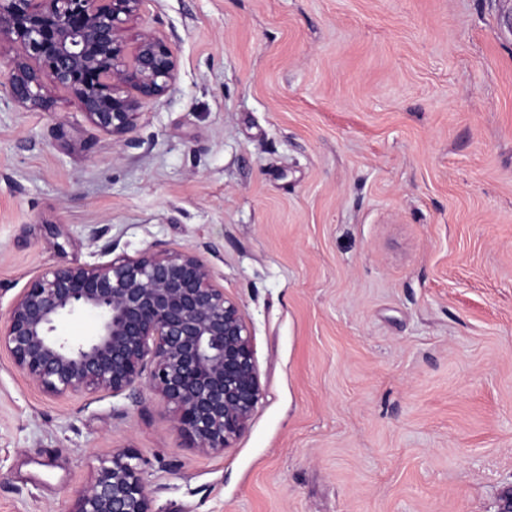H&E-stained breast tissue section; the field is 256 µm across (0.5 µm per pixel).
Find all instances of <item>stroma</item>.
I'll return each instance as SVG.
<instances>
[{
  "mask_svg": "<svg viewBox=\"0 0 512 512\" xmlns=\"http://www.w3.org/2000/svg\"><path fill=\"white\" fill-rule=\"evenodd\" d=\"M177 79L116 139L3 86L0 314L38 271L185 249L253 332L221 454L148 387L51 397L0 353V512L133 447L154 512H497L512 491V0H146Z\"/></svg>",
  "mask_w": 512,
  "mask_h": 512,
  "instance_id": "1",
  "label": "stroma"
}]
</instances>
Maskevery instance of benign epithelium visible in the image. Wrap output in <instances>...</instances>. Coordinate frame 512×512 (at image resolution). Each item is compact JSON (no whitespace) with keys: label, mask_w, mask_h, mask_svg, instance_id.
<instances>
[{"label":"benign epithelium","mask_w":512,"mask_h":512,"mask_svg":"<svg viewBox=\"0 0 512 512\" xmlns=\"http://www.w3.org/2000/svg\"><path fill=\"white\" fill-rule=\"evenodd\" d=\"M144 2L0 0V37L15 52L4 82L12 102L47 111L51 83L74 96L99 131L132 130L178 71L163 36L128 35ZM84 313L95 327L83 341L57 333L63 318ZM0 351L51 396H118L147 384L187 447L203 453L231 447L261 397L251 326L214 268L190 249L40 270L0 319ZM68 512H154L136 452H113Z\"/></svg>","instance_id":"obj_1"}]
</instances>
